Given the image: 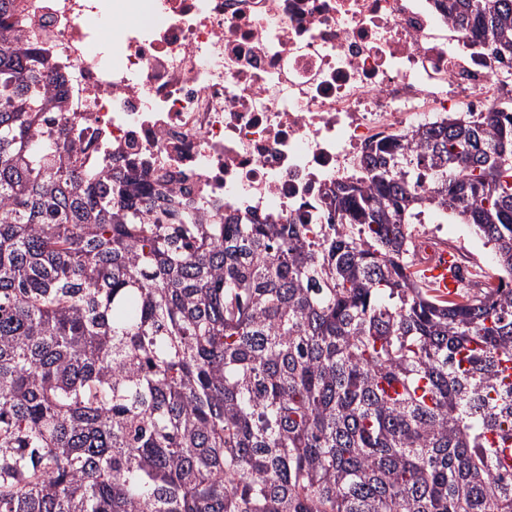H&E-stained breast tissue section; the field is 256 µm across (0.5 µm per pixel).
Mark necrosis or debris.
I'll list each match as a JSON object with an SVG mask.
<instances>
[{
    "mask_svg": "<svg viewBox=\"0 0 512 512\" xmlns=\"http://www.w3.org/2000/svg\"><path fill=\"white\" fill-rule=\"evenodd\" d=\"M454 0H12L77 162L167 171L204 217L320 223L369 147L512 99ZM155 16L132 20L134 11Z\"/></svg>",
    "mask_w": 512,
    "mask_h": 512,
    "instance_id": "obj_1",
    "label": "necrosis or debris"
}]
</instances>
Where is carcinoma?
Instances as JSON below:
<instances>
[{"label":"carcinoma","instance_id":"cac0c4a2","mask_svg":"<svg viewBox=\"0 0 512 512\" xmlns=\"http://www.w3.org/2000/svg\"><path fill=\"white\" fill-rule=\"evenodd\" d=\"M512 76V0H457ZM0 22V512H512V106L368 152L325 224L77 165ZM430 210L494 288L415 270ZM424 220V224L414 225L416 229L415 233L419 236L417 242L424 241L425 238L438 240L435 234H439L440 236L446 234L453 235L456 238V245L459 251L470 250L474 252L485 263L489 274L493 273L496 265L494 251L491 246L485 244L484 239L476 235L471 228L469 230L464 224H451L454 223V221L450 218H448L447 224H431L434 221L446 222L444 218L436 214H426Z\"/></svg>","mask_w":512,"mask_h":512}]
</instances>
